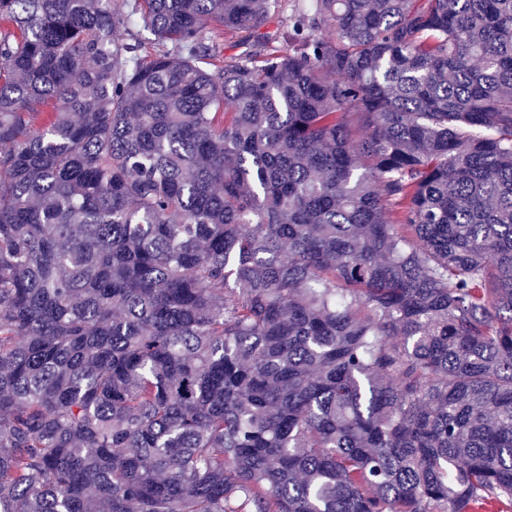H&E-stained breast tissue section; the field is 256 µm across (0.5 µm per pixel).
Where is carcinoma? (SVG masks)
Wrapping results in <instances>:
<instances>
[{"mask_svg":"<svg viewBox=\"0 0 512 512\" xmlns=\"http://www.w3.org/2000/svg\"><path fill=\"white\" fill-rule=\"evenodd\" d=\"M0 512H512V0H0Z\"/></svg>","mask_w":512,"mask_h":512,"instance_id":"cac0c4a2","label":"carcinoma"}]
</instances>
